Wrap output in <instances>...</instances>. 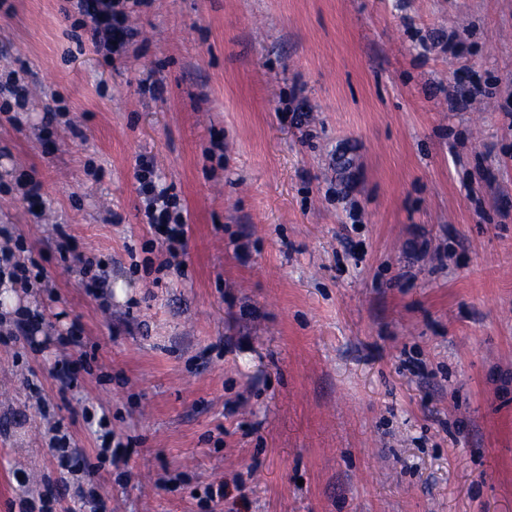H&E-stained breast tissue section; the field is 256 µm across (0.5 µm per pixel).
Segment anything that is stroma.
Listing matches in <instances>:
<instances>
[{
    "label": "stroma",
    "mask_w": 512,
    "mask_h": 512,
    "mask_svg": "<svg viewBox=\"0 0 512 512\" xmlns=\"http://www.w3.org/2000/svg\"><path fill=\"white\" fill-rule=\"evenodd\" d=\"M130 25L112 54L69 0H0V80L27 90L0 112V226L40 321L0 333V512L23 487L48 512H89L82 489L106 512H512V0H148ZM142 155L188 210L184 272L130 269L161 258ZM83 418L89 426L96 425L95 432L97 433V439H100L101 441L102 452L108 453L111 451L112 465L118 463L123 456V452L120 448L124 447H122L120 442H117L112 446L113 433L112 429L109 428L110 422L105 412L100 410L99 414L96 407L88 406L83 410Z\"/></svg>",
    "instance_id": "35a3bbf8"
}]
</instances>
